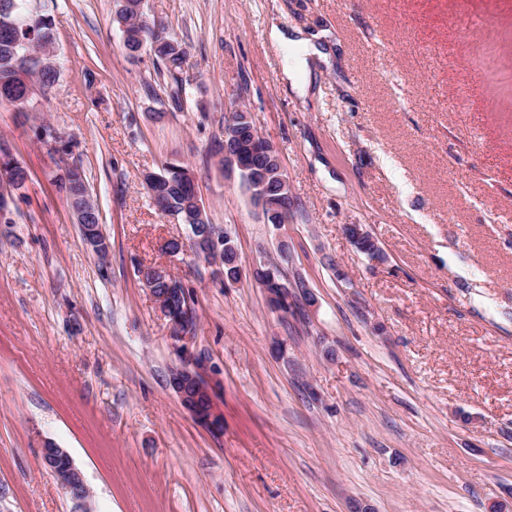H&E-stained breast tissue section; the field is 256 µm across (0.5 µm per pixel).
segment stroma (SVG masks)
<instances>
[{
    "mask_svg": "<svg viewBox=\"0 0 512 512\" xmlns=\"http://www.w3.org/2000/svg\"><path fill=\"white\" fill-rule=\"evenodd\" d=\"M39 4L61 75L27 111L0 103V143L29 175L0 223V512H72L48 440L93 512H512V0H145L186 51L179 109L155 57L126 50L117 0ZM274 25L317 36L323 58L296 72ZM237 108L278 151L287 224L211 151ZM175 161L230 233L237 283L165 252L189 228L143 175ZM71 167L105 257L56 187ZM283 243L313 301L278 313L252 271ZM150 266L195 293L185 340ZM185 353L220 383L222 431L170 386ZM155 300H158V305L161 313L167 318L171 327L172 337L176 340H183L189 335L193 329L192 325V314L188 312L185 316L181 314H175L170 311V308L165 305L162 298L154 296ZM51 441H46L42 448V465L51 471L53 462L60 470L59 482L73 503L74 512L90 511L91 493L80 470L75 466L69 452L64 448L52 447ZM51 451H50V450ZM51 452V453H50ZM51 454V457L48 456Z\"/></svg>",
    "mask_w": 512,
    "mask_h": 512,
    "instance_id": "obj_1",
    "label": "stroma"
}]
</instances>
